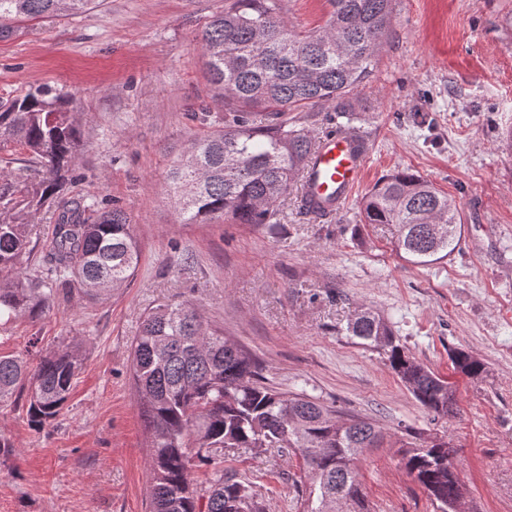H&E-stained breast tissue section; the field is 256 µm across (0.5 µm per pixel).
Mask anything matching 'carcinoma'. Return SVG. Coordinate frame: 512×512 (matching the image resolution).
I'll use <instances>...</instances> for the list:
<instances>
[{"label":"carcinoma","instance_id":"1","mask_svg":"<svg viewBox=\"0 0 512 512\" xmlns=\"http://www.w3.org/2000/svg\"><path fill=\"white\" fill-rule=\"evenodd\" d=\"M324 23L299 29L283 14V0H227L197 40L210 82L229 106L224 126L192 142L170 169L169 196L181 221L267 224L303 175L317 142L283 116L334 100L369 83L387 35L395 0H326ZM95 0H0V39L27 21L55 19L91 8ZM79 118L71 101L39 85L0 110V150L28 155L29 175L0 171V327L35 319L53 299L80 292L105 299L133 277L141 251L119 208L69 195L80 150ZM54 219L51 251L40 271L28 270L35 219ZM366 224H388L395 248L427 265L449 257L461 242L455 204L428 180L407 171L382 177L361 201ZM387 355L391 370L437 417L457 410L447 380L396 344L389 325L362 310L343 328ZM77 342L39 355L33 368L0 354V407L26 397L30 423L56 419L80 369ZM455 370L478 376L484 364L452 352ZM130 378L150 435L149 496L153 512H264L255 487L224 471V457L241 448H268L272 460L303 461L308 482L298 512H370L355 468L363 448L384 435L373 421L341 418L303 393L261 384L251 358L205 324L189 304L151 309L132 343ZM405 470L441 512L459 496L451 471L458 449L448 437L403 443ZM212 469L200 486L194 470Z\"/></svg>","mask_w":512,"mask_h":512}]
</instances>
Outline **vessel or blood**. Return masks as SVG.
<instances>
[{
    "label": "vessel or blood",
    "mask_w": 512,
    "mask_h": 512,
    "mask_svg": "<svg viewBox=\"0 0 512 512\" xmlns=\"http://www.w3.org/2000/svg\"><path fill=\"white\" fill-rule=\"evenodd\" d=\"M365 162V151L351 135L338 130L324 134L303 177L310 212L326 215L343 206L359 184Z\"/></svg>",
    "instance_id": "vessel-or-blood-1"
}]
</instances>
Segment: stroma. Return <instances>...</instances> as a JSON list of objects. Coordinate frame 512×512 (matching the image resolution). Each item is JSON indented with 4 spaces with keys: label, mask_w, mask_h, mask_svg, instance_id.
Returning <instances> with one entry per match:
<instances>
[{
    "label": "stroma",
    "mask_w": 512,
    "mask_h": 512,
    "mask_svg": "<svg viewBox=\"0 0 512 512\" xmlns=\"http://www.w3.org/2000/svg\"><path fill=\"white\" fill-rule=\"evenodd\" d=\"M225 0H98L0 40V102L49 85L72 100L82 147L73 194L116 203L141 263L105 300L73 294L12 324L0 353L36 364L78 338L82 369L60 415L36 429L25 402L0 407V512H150L149 435L134 396L130 346L147 311L185 302L251 354L263 381L339 413L375 420L385 440L356 467L372 512H438L407 475L401 440L448 436L469 512H512V0H396L369 84L349 102L369 143L361 183L317 217L294 183L267 224H184L167 196L174 157L224 123L197 42ZM394 170L455 200L462 239L431 265L397 253L390 226L363 223L360 201ZM361 309L454 387L456 416L428 412L381 350L341 335ZM38 347H31V338ZM485 371H454L453 349ZM264 448L226 456L267 512H297L301 462Z\"/></svg>",
    "instance_id": "35a3bbf8"
}]
</instances>
